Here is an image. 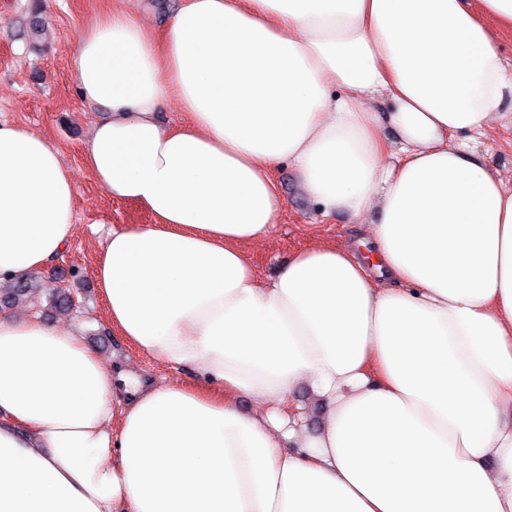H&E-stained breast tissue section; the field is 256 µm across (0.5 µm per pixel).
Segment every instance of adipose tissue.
<instances>
[{
  "instance_id": "ef3b65f1",
  "label": "adipose tissue",
  "mask_w": 512,
  "mask_h": 512,
  "mask_svg": "<svg viewBox=\"0 0 512 512\" xmlns=\"http://www.w3.org/2000/svg\"><path fill=\"white\" fill-rule=\"evenodd\" d=\"M482 6L183 0L161 31L115 8L81 36L85 165L152 218L112 227L96 283L195 379L146 384L74 324L0 314V512H512V192L459 140L512 97L481 20L512 28V0ZM284 165L372 260L323 244L257 277ZM75 198L45 137L0 124V283L67 249Z\"/></svg>"
}]
</instances>
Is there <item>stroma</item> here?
I'll use <instances>...</instances> for the list:
<instances>
[{"label":"stroma","mask_w":512,"mask_h":512,"mask_svg":"<svg viewBox=\"0 0 512 512\" xmlns=\"http://www.w3.org/2000/svg\"><path fill=\"white\" fill-rule=\"evenodd\" d=\"M112 0H0V122L16 123L43 135L61 153L76 186V234L68 249L36 271L28 301L10 306L14 316L40 315L75 321L85 342L105 364H121L158 382L190 381L189 371L173 369L161 358L139 351L109 321L95 280V265L107 232L115 224H147L136 203L115 200L83 164L82 150L99 112L77 96L70 78L71 48L90 23L110 10ZM41 34L31 37L30 24ZM503 117L474 142L478 156L495 168L512 190V100ZM285 207L270 236L251 247L260 278L276 274L297 251L316 244L348 246L360 236L358 225L342 213L322 216L303 193L292 168L275 173ZM70 289L76 304L67 314L52 303L57 289Z\"/></svg>","instance_id":"35a3bbf8"}]
</instances>
